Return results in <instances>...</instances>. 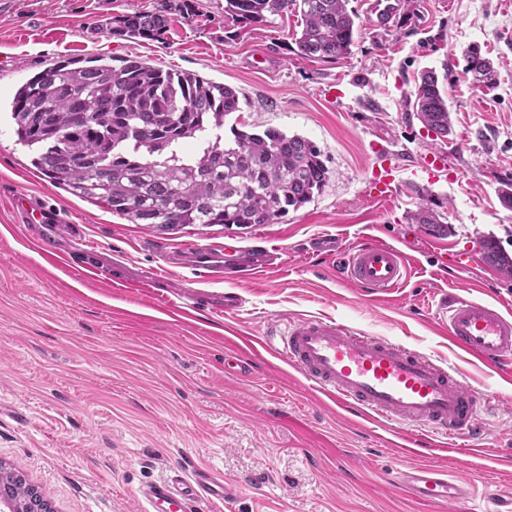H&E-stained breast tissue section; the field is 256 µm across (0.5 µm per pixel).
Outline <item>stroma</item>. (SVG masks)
Wrapping results in <instances>:
<instances>
[{"label":"stroma","mask_w":512,"mask_h":512,"mask_svg":"<svg viewBox=\"0 0 512 512\" xmlns=\"http://www.w3.org/2000/svg\"><path fill=\"white\" fill-rule=\"evenodd\" d=\"M189 3L187 11L172 6L164 36L148 41L113 35L112 26L161 0H0V465L24 475L53 512H142L134 491L173 462L242 482L233 504L202 512H449L392 485L410 459L392 447L389 426L327 409L270 355L225 374L224 336L230 326L266 336L274 325L283 331L327 317L457 365L434 320L442 296L466 294L512 312V278L481 257L463 271L452 266L485 238L512 256V208L498 195L512 184V0H407L383 26L371 0H349L364 31L337 62L294 53L297 11L247 26L225 13L224 0ZM472 44L494 61L495 89L474 87L466 75L463 51ZM89 56L138 57L235 88L244 100L227 124L314 142L329 170L325 186L277 224L164 232L56 187L17 141L12 98L45 67ZM426 70L448 98L452 133L441 139L413 107ZM435 151L446 166L432 173ZM388 167L397 188L379 199L374 175ZM21 195L83 225L89 242L136 271L162 268V250L184 243L264 245L284 264L245 283L166 272L170 292L213 297L179 320L149 296L50 265L12 207ZM421 208L440 214L448 232L411 221ZM368 235L413 256L394 297L362 291L306 252L317 236L349 249ZM228 291L243 298L232 313L220 309ZM467 373L494 408L486 436L465 442L488 457L468 472L475 492L456 512H500L512 466L490 458L512 455V382L485 368Z\"/></svg>","instance_id":"stroma-1"}]
</instances>
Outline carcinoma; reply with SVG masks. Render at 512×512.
<instances>
[{
    "mask_svg": "<svg viewBox=\"0 0 512 512\" xmlns=\"http://www.w3.org/2000/svg\"><path fill=\"white\" fill-rule=\"evenodd\" d=\"M349 0H225L224 12L253 24L293 7L303 29L295 54L338 61L351 55L358 32ZM166 4L117 19L112 33L158 40ZM467 72L494 73L495 63L471 45ZM414 106L436 134L452 133L448 101L433 71L420 76ZM241 111L239 93L195 74L164 71L134 57L114 65L101 57L51 65L28 79L11 102L18 141L41 153L35 167L73 196L106 204L132 224L172 230L183 224H276L309 203L328 179L320 149L276 129L248 133L225 118ZM445 234L431 209L410 215ZM486 257L512 276V258L488 240ZM14 512H49L25 478L0 466V499Z\"/></svg>",
    "mask_w": 512,
    "mask_h": 512,
    "instance_id": "1",
    "label": "carcinoma"
}]
</instances>
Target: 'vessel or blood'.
Returning <instances> with one entry per match:
<instances>
[{"instance_id": "obj_1", "label": "vessel or blood", "mask_w": 512, "mask_h": 512, "mask_svg": "<svg viewBox=\"0 0 512 512\" xmlns=\"http://www.w3.org/2000/svg\"><path fill=\"white\" fill-rule=\"evenodd\" d=\"M26 223L42 224L38 241L42 253L55 262L71 254L54 248L58 239L75 242L86 260L80 270L97 275L102 260L83 238L81 225L54 214L50 208L17 200ZM275 256L261 246L183 244L169 250L167 266L205 274L210 280H248L273 268ZM409 263L408 254L376 237H366L343 257L345 277L363 290L386 296L399 290ZM438 321L449 344L469 364L492 369L512 379V312L501 304L458 295L442 302ZM267 352L284 361L329 408L365 421L397 428L396 446L413 457L393 483L425 505H452L469 499L471 487L449 477L435 465L421 462L427 451H450L451 439L483 432L487 400L455 367L405 345L367 336L333 319L311 317L290 323L279 341L268 336H243L231 342L225 361L241 360L244 351ZM242 491L237 481L207 468L192 472L171 469L165 478L140 485L136 496L144 512H199L201 506L234 502Z\"/></svg>"}]
</instances>
